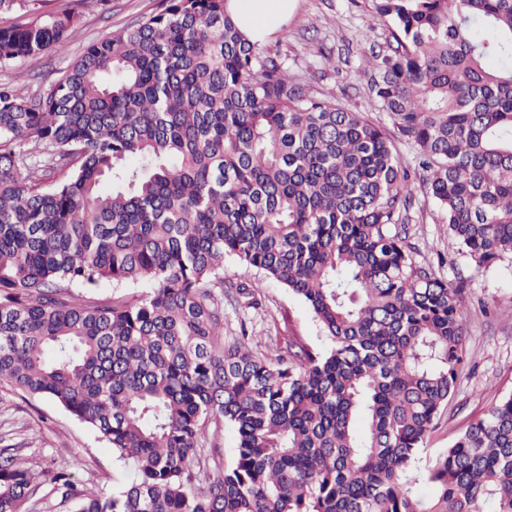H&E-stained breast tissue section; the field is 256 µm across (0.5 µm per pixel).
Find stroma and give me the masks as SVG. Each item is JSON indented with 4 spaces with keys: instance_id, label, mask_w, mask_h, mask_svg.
<instances>
[{
    "instance_id": "35a3bbf8",
    "label": "stroma",
    "mask_w": 512,
    "mask_h": 512,
    "mask_svg": "<svg viewBox=\"0 0 512 512\" xmlns=\"http://www.w3.org/2000/svg\"><path fill=\"white\" fill-rule=\"evenodd\" d=\"M158 6L159 0H110L108 11L85 13L77 32L44 55L0 67V83L11 82L24 95L48 92L89 44L119 32ZM387 34L373 0H296L293 16L265 48L285 58L291 73L315 92L335 95L349 108L385 125L387 115L378 110L366 88L362 52L370 44L383 43ZM417 197L410 224L416 258L442 261V276L452 277L454 267L466 265L467 260L439 222L433 198L423 190ZM223 276L236 286L261 284L264 306L261 312L246 314L234 297H226L225 344H232L245 330L252 349L265 355L279 336L298 337L319 351L329 347L311 310L287 288L232 257L224 260ZM463 309L466 360L455 394L410 467L411 489L421 496L431 492L424 479L430 463L492 404L512 395V261L474 272ZM236 445L231 425L209 421L201 449L206 474L213 476L230 467ZM4 448L39 462L48 475L23 512H74L75 500L63 497L50 481L60 471L69 473L78 488H94L108 496L121 491L133 476L131 462L119 459L104 439L54 401L0 387V449Z\"/></svg>"
}]
</instances>
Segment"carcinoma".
<instances>
[{"mask_svg": "<svg viewBox=\"0 0 512 512\" xmlns=\"http://www.w3.org/2000/svg\"><path fill=\"white\" fill-rule=\"evenodd\" d=\"M108 2L0 25V66ZM225 2L161 0L43 95L0 83V386L132 463L112 496L57 473L77 512H512V395L427 469L430 497L405 480L455 392L471 283L416 262L417 190L475 270L512 258V0H375L365 75L390 130L292 78ZM226 256L303 300L330 349L224 347ZM212 418L236 462L204 477ZM42 476L0 450V512Z\"/></svg>", "mask_w": 512, "mask_h": 512, "instance_id": "carcinoma-1", "label": "carcinoma"}]
</instances>
